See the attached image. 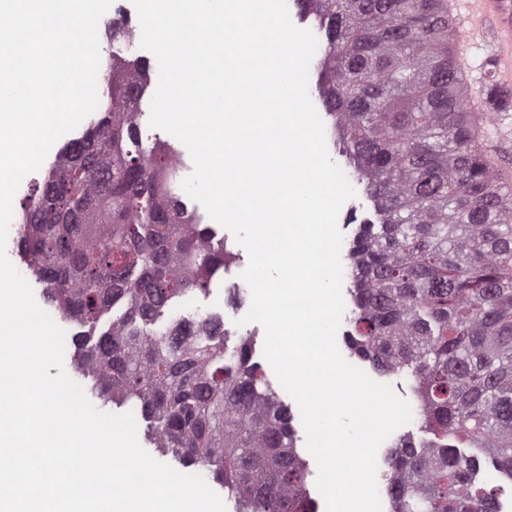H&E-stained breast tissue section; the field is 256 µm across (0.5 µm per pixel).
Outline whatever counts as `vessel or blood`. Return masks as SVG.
<instances>
[{
  "label": "vessel or blood",
  "mask_w": 512,
  "mask_h": 512,
  "mask_svg": "<svg viewBox=\"0 0 512 512\" xmlns=\"http://www.w3.org/2000/svg\"><path fill=\"white\" fill-rule=\"evenodd\" d=\"M458 20L463 40H491L502 85H512V0H465Z\"/></svg>",
  "instance_id": "b4317fda"
}]
</instances>
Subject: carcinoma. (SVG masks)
Here are the masks:
<instances>
[{
  "instance_id": "obj_1",
  "label": "carcinoma",
  "mask_w": 512,
  "mask_h": 512,
  "mask_svg": "<svg viewBox=\"0 0 512 512\" xmlns=\"http://www.w3.org/2000/svg\"><path fill=\"white\" fill-rule=\"evenodd\" d=\"M326 49L317 91L369 194L359 225L348 347L411 378L421 427L387 457L392 512H498L480 457L512 480V188L464 107L448 0H296ZM150 68L112 55L100 117L68 143L18 221L23 263L82 328L74 368L112 405L135 402L161 456L229 488L244 512H317L292 417L211 315L162 320L235 259L176 194L177 149L143 143ZM489 101L512 106L493 84ZM124 315L96 332L116 304Z\"/></svg>"
}]
</instances>
